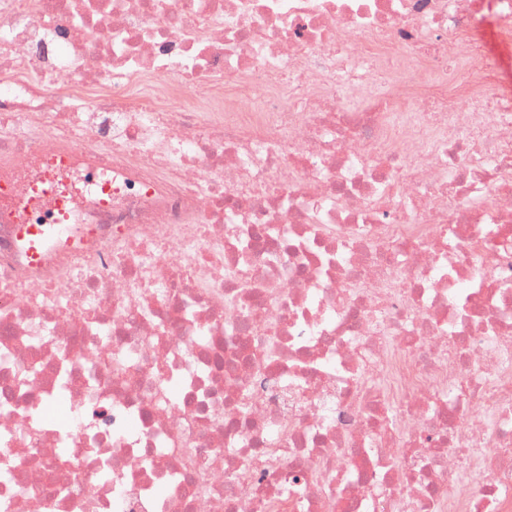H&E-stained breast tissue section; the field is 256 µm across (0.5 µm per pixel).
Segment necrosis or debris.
Instances as JSON below:
<instances>
[{
  "mask_svg": "<svg viewBox=\"0 0 512 512\" xmlns=\"http://www.w3.org/2000/svg\"><path fill=\"white\" fill-rule=\"evenodd\" d=\"M490 18L0 0V512H512Z\"/></svg>",
  "mask_w": 512,
  "mask_h": 512,
  "instance_id": "necrosis-or-debris-1",
  "label": "necrosis or debris"
}]
</instances>
